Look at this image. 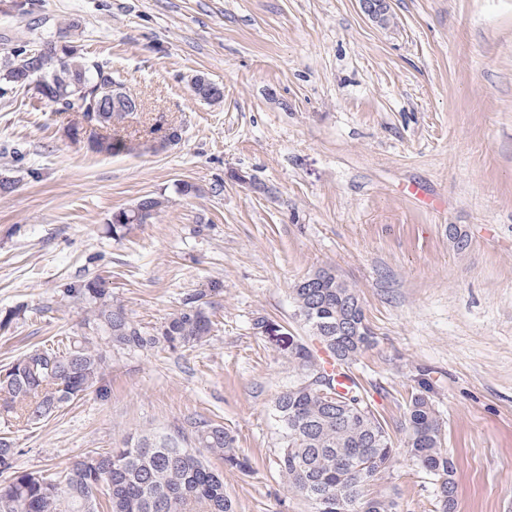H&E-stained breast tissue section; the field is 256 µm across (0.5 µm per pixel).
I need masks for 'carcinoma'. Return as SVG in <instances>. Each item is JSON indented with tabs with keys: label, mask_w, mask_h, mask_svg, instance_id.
<instances>
[{
	"label": "carcinoma",
	"mask_w": 512,
	"mask_h": 512,
	"mask_svg": "<svg viewBox=\"0 0 512 512\" xmlns=\"http://www.w3.org/2000/svg\"><path fill=\"white\" fill-rule=\"evenodd\" d=\"M29 49V43L21 42L0 56V85L24 87L21 67ZM71 62L76 82L54 84L46 104L53 107L62 98L73 108L89 101L84 88L121 85L102 62L84 55ZM64 294L89 305L96 328L118 352L190 348L207 340L213 330L210 302L202 294L187 298L153 333L113 304L100 281L71 283ZM292 294L299 317L333 359L335 371L328 374V382L335 399L327 404L302 387L305 373L323 358L306 342L292 341L288 362L299 376L274 402L282 437L278 471L288 487L310 503L311 512H396L393 501L371 494L370 487L389 471L397 449L359 382L339 390L341 370L374 343V337L362 335L360 323L366 316L360 298L330 268L298 282ZM105 366L106 357L87 336L71 337L61 348L35 346L0 367V414L38 425L89 392L106 398L110 388ZM406 420L405 455L434 481L438 512H454V466L442 448V429L425 372L411 391ZM194 440L225 464L247 467L235 451L234 435L223 425L196 423ZM15 455L13 440L0 435V512H85L88 500L94 512H234L223 479L202 455L169 434H130L118 448L74 460L57 478L17 470ZM102 488L107 491L103 503L98 498Z\"/></svg>",
	"instance_id": "carcinoma-1"
}]
</instances>
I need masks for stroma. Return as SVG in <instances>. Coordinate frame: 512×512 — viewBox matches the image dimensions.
Masks as SVG:
<instances>
[{"label":"stroma","mask_w":512,"mask_h":512,"mask_svg":"<svg viewBox=\"0 0 512 512\" xmlns=\"http://www.w3.org/2000/svg\"><path fill=\"white\" fill-rule=\"evenodd\" d=\"M389 15L372 21L359 0H34L28 14L0 0V49L78 23L142 103L104 130L0 94V174L17 181L0 195V366L85 335L111 388L32 427L0 418L18 470L54 475L130 433L189 447L208 420L249 462L207 458L235 512H310L276 466L274 401L295 370L254 323L308 338L291 291L331 267L375 333L352 372L393 442L429 370L456 512H512V0H389ZM198 73L221 101L193 96ZM159 125L181 138L155 151ZM104 132L134 150L93 152ZM147 196L166 204L113 232V213ZM95 278L149 331L222 281L214 331L188 350H113L62 294ZM375 489L397 512L436 508L402 456Z\"/></svg>","instance_id":"obj_1"}]
</instances>
